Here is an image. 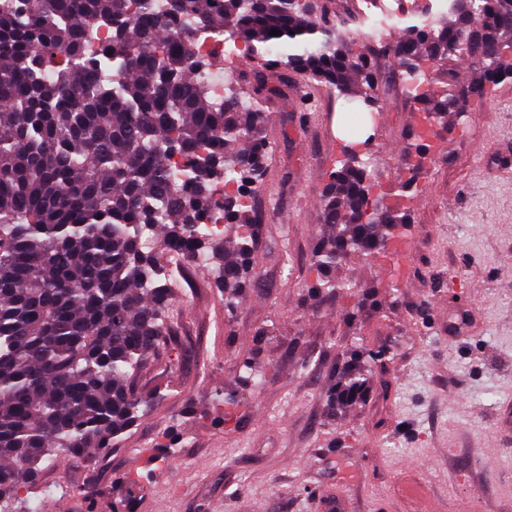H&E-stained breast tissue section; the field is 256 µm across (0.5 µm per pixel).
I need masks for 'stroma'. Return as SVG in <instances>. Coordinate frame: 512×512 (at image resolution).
I'll list each match as a JSON object with an SVG mask.
<instances>
[{
	"instance_id": "obj_1",
	"label": "stroma",
	"mask_w": 512,
	"mask_h": 512,
	"mask_svg": "<svg viewBox=\"0 0 512 512\" xmlns=\"http://www.w3.org/2000/svg\"><path fill=\"white\" fill-rule=\"evenodd\" d=\"M297 92L306 125L266 105L252 285L228 310L214 274L191 271L170 342L134 377L148 410L100 462L44 469L21 494L39 512H320L328 491L349 512H512V440L497 430L512 406V82L449 115L403 197L416 104L404 84L380 88L372 200L402 201L410 221L337 267L356 294L310 289L347 105L323 87ZM357 344L390 358L342 405L332 394Z\"/></svg>"
}]
</instances>
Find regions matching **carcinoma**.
Wrapping results in <instances>:
<instances>
[{"mask_svg": "<svg viewBox=\"0 0 512 512\" xmlns=\"http://www.w3.org/2000/svg\"><path fill=\"white\" fill-rule=\"evenodd\" d=\"M363 27L333 0H166L161 11L155 0H0V512H17L59 454L95 463L146 412L132 377L169 336L164 251L204 254L234 307L261 217L245 188L215 189L236 171L263 185L268 101H288L300 79L373 108L391 55L434 129L512 82V54L483 52L487 39L512 51V0L428 7L394 44ZM219 33L254 55L246 109L215 105L197 80L213 60L191 45ZM450 59L470 63L467 85L450 69L429 79ZM370 189L359 153L329 174L314 291L356 293L330 272L408 223L401 208L373 206ZM215 223L238 241L210 233ZM388 359L353 350L356 364ZM363 385L353 368L340 394Z\"/></svg>", "mask_w": 512, "mask_h": 512, "instance_id": "carcinoma-1", "label": "carcinoma"}]
</instances>
